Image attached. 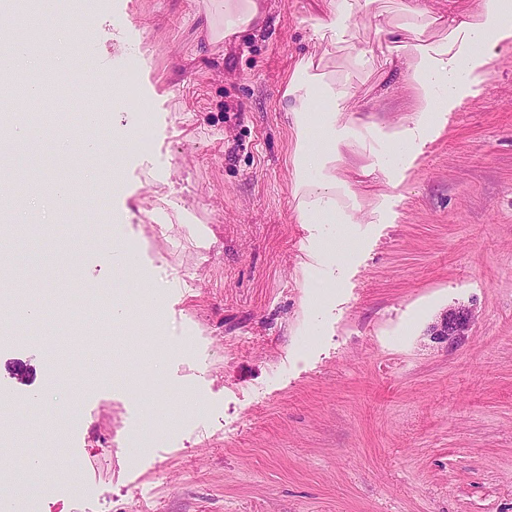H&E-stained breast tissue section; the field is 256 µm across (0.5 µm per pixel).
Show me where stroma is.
Listing matches in <instances>:
<instances>
[{
    "instance_id": "obj_1",
    "label": "stroma",
    "mask_w": 512,
    "mask_h": 512,
    "mask_svg": "<svg viewBox=\"0 0 512 512\" xmlns=\"http://www.w3.org/2000/svg\"><path fill=\"white\" fill-rule=\"evenodd\" d=\"M266 5V29L217 40L210 0H85L90 51L44 45L84 86L56 122L97 109L114 161L54 141L29 157L49 180L78 171L84 203L55 224L14 215L0 294L19 308L100 291L128 319L0 339V389L40 396L54 372V401L79 408L16 420L38 431L0 468L42 459L39 512H512V42L395 188L367 165L411 91L364 71L337 170L352 221L301 224L281 95L322 53L309 36L325 3ZM99 238L135 245L137 274L118 275ZM331 239L343 269L318 259ZM459 304L469 340L431 342ZM70 348L86 358L60 368Z\"/></svg>"
}]
</instances>
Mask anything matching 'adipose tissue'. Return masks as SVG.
<instances>
[{"mask_svg": "<svg viewBox=\"0 0 512 512\" xmlns=\"http://www.w3.org/2000/svg\"><path fill=\"white\" fill-rule=\"evenodd\" d=\"M374 0H327V18L314 29L323 48L353 44L363 32L378 38L372 54L356 52L355 61L399 73L412 89V117L395 138L384 143L370 163L388 182L412 166L421 144L440 118L459 107L481 84L498 45L512 38V0H478L474 12L449 11L437 16L423 7L410 8L405 21L389 22L373 10ZM225 36L262 28L263 0H218ZM349 76L314 70L311 58L300 59L288 78L282 99L291 120L292 194L298 223H348L337 202L343 182L336 175L345 114L354 99Z\"/></svg>", "mask_w": 512, "mask_h": 512, "instance_id": "adipose-tissue-1", "label": "adipose tissue"}]
</instances>
